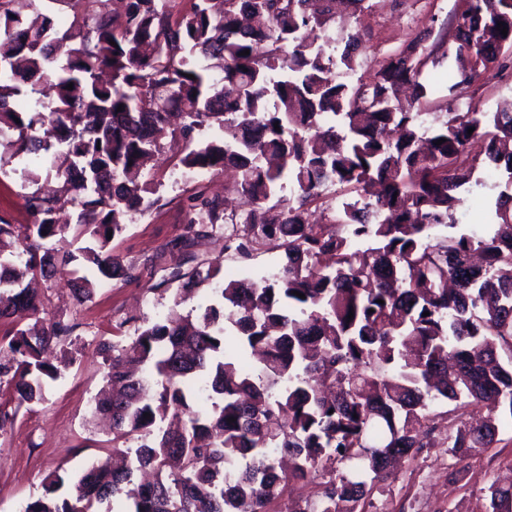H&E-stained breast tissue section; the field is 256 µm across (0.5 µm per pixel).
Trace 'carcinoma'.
Wrapping results in <instances>:
<instances>
[{
	"instance_id": "carcinoma-1",
	"label": "carcinoma",
	"mask_w": 512,
	"mask_h": 512,
	"mask_svg": "<svg viewBox=\"0 0 512 512\" xmlns=\"http://www.w3.org/2000/svg\"><path fill=\"white\" fill-rule=\"evenodd\" d=\"M11 2L0 0V135L13 132L0 163L37 155L59 189L42 193L30 171L31 222L0 216V239L18 243L0 255L1 395L41 401L58 378L44 354L75 329L42 320L26 280L69 274L80 305L95 282L79 259L104 279L133 277L112 238L156 204L140 176L172 112L179 166L239 172V256L284 253L275 273L247 281L217 282L219 270L198 263L177 278L210 290L202 312L102 343L93 412L111 418L112 452L62 500L65 478L51 472L22 512L124 501L132 508L112 512H365L375 485L429 445L436 418L448 415L442 444L454 457L496 442L512 419V108L427 120L429 32L353 83L360 32L341 36L334 57L321 36L336 0H195L176 17L169 0H126L122 15L72 0L59 20ZM506 48L512 0H464L441 55L456 68L448 91L502 66ZM204 130L217 134L198 138ZM485 164L502 179L491 222L460 230L449 222L457 193L480 184ZM329 184L342 197L336 216L311 224ZM68 208L74 227L59 222ZM205 221H226L224 200L201 192L186 241ZM440 226L450 232L434 234ZM70 232L92 245L49 246ZM204 393L211 407H194ZM471 405L485 419H467ZM299 485L311 486L305 507L276 508ZM489 491L491 512H512V485Z\"/></svg>"
}]
</instances>
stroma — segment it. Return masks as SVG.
Returning <instances> with one entry per match:
<instances>
[{
	"label": "stroma",
	"instance_id": "obj_1",
	"mask_svg": "<svg viewBox=\"0 0 512 512\" xmlns=\"http://www.w3.org/2000/svg\"><path fill=\"white\" fill-rule=\"evenodd\" d=\"M463 7V0H380L365 10L357 26L363 44L355 77L369 81L390 55L431 30V48H438L451 35L450 23ZM430 82L423 111L437 116L473 108L493 111L498 102L512 99V71L482 79L455 97L448 93V65H426ZM16 159L0 168V215L13 223L31 220L24 206L29 187ZM174 160H166L157 173L148 175L157 206L133 215L126 230L112 241V252L123 264L133 266L130 279L99 282L92 299L74 304L67 277L56 276L39 284L48 298L45 321L64 320L75 324L72 336L54 347L51 360L61 372L49 383L41 403L19 409L7 433L0 436V512H20L22 506L40 496L43 481L52 471L65 474L68 486L59 489L67 496L87 463L104 455L111 436L90 420V403L102 386L103 360L97 349L113 332L137 335L144 324L163 319L171 310L181 314L201 311L208 303L206 293L178 301L183 251L179 246L186 233V206L197 193L220 195L236 212H243L242 199L234 190L233 170L215 171L190 181L174 176ZM481 185L461 189L452 219L468 228L484 223L487 207L499 192V173L491 168L479 172ZM234 229L226 223L199 238L191 251L197 260L218 265L224 279L237 278L247 270L255 275L275 271L281 253L259 249L243 259L224 248ZM512 482V423L502 422L499 440L475 455L454 458L440 445L423 449L405 462L385 484L370 496L369 512H488L492 483Z\"/></svg>",
	"mask_w": 512,
	"mask_h": 512
}]
</instances>
